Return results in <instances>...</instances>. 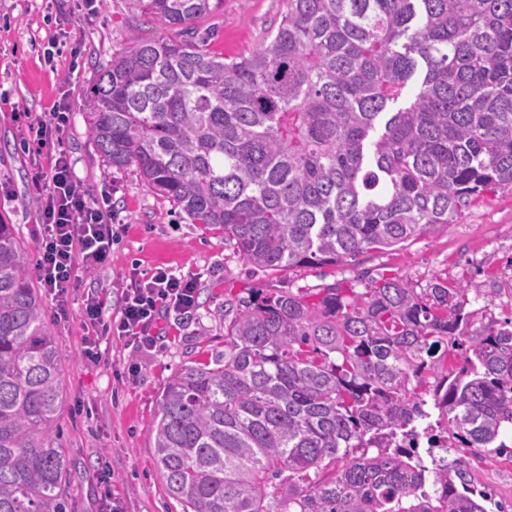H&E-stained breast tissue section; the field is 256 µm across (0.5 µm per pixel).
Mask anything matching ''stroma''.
I'll return each mask as SVG.
<instances>
[{
  "mask_svg": "<svg viewBox=\"0 0 512 512\" xmlns=\"http://www.w3.org/2000/svg\"><path fill=\"white\" fill-rule=\"evenodd\" d=\"M286 0H224L191 23L210 34L209 48L228 57L256 48L277 27ZM157 20L132 15L126 0H0V222L14 225L30 260L38 258L40 198L36 171H48L58 151L70 157L76 177L94 193L111 192L125 224L107 266L82 276L59 317L50 297L43 308L62 362L61 443L67 450L65 490L75 512H99L96 473L112 470V494L126 512H182L153 461L159 395L180 368L209 360L224 349V303L259 289L315 292L327 286L362 289L371 280L396 278L416 290L440 281L471 285L468 330L479 334L512 319V191L485 192L454 224L385 250H372L333 265L270 270L245 262L232 242L195 224L153 193L130 170L109 169L94 145L82 112L99 66L141 42L169 36ZM68 102L61 141L40 156L22 143L27 119L48 116ZM166 267L197 280L191 315L163 314L156 346L139 347L116 337L100 344L101 359L84 357L81 310L95 292L118 310L130 277ZM474 485L495 501L512 504V448L501 454L455 447Z\"/></svg>",
  "mask_w": 512,
  "mask_h": 512,
  "instance_id": "1",
  "label": "stroma"
}]
</instances>
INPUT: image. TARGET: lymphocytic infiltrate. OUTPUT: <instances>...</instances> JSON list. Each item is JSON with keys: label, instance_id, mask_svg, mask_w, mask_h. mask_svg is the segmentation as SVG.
I'll return each mask as SVG.
<instances>
[{"label": "lymphocytic infiltrate", "instance_id": "f902f5d3", "mask_svg": "<svg viewBox=\"0 0 512 512\" xmlns=\"http://www.w3.org/2000/svg\"><path fill=\"white\" fill-rule=\"evenodd\" d=\"M36 188L41 195L43 233L36 269L40 281L52 297L58 314H66L68 295L80 273L106 265L112 246L124 230L118 213L106 199L94 197L90 189L76 181L65 153H58L47 173L38 174ZM194 278L157 268L143 279H132L120 299L118 317H111L98 295H87L82 308L84 353L98 361L96 349L102 335L142 344L153 343V329L162 312H189L195 303Z\"/></svg>", "mask_w": 512, "mask_h": 512}]
</instances>
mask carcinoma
Wrapping results in <instances>:
<instances>
[{
  "instance_id": "obj_1",
  "label": "carcinoma",
  "mask_w": 512,
  "mask_h": 512,
  "mask_svg": "<svg viewBox=\"0 0 512 512\" xmlns=\"http://www.w3.org/2000/svg\"><path fill=\"white\" fill-rule=\"evenodd\" d=\"M221 2L127 5L175 30ZM83 117L107 167L246 262L333 265L512 190V0H287L228 62L177 35L112 56ZM469 291L380 279L231 303L224 352L162 390L154 461L170 496L184 512H488L463 459L429 467L390 447L428 418L425 386L463 446L506 447L512 319L468 334ZM61 374L25 248L0 223V512H70Z\"/></svg>"
}]
</instances>
